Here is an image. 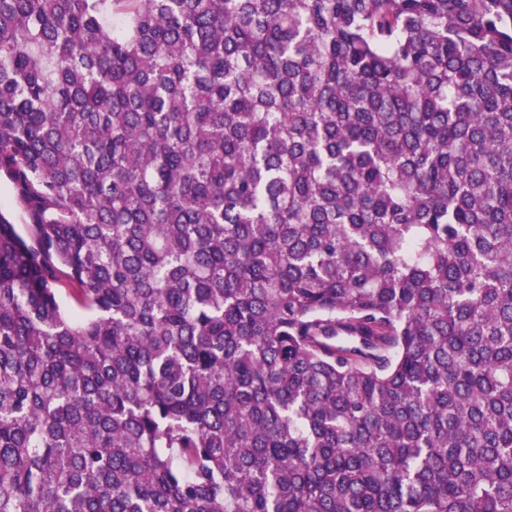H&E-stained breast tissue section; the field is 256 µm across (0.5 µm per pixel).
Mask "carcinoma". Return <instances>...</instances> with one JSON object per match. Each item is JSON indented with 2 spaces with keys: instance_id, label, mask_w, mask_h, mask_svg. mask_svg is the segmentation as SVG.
<instances>
[{
  "instance_id": "carcinoma-1",
  "label": "carcinoma",
  "mask_w": 512,
  "mask_h": 512,
  "mask_svg": "<svg viewBox=\"0 0 512 512\" xmlns=\"http://www.w3.org/2000/svg\"><path fill=\"white\" fill-rule=\"evenodd\" d=\"M0 178V512H512V0H0ZM0 209L11 217L19 233L26 234L28 230L27 217L16 202L12 185L4 179H0Z\"/></svg>"
}]
</instances>
